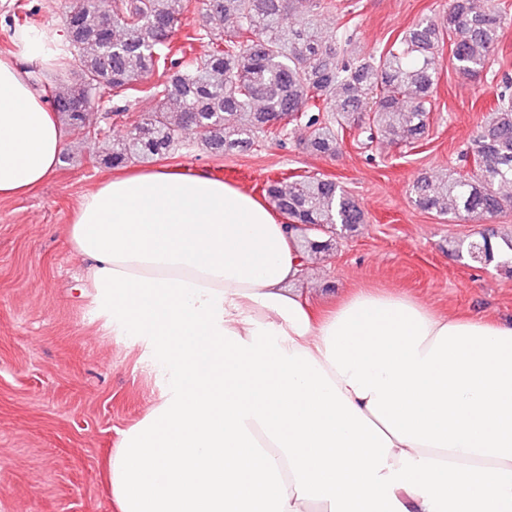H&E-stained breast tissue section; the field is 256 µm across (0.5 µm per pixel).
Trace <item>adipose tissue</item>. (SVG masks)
<instances>
[{"label":"adipose tissue","instance_id":"adipose-tissue-1","mask_svg":"<svg viewBox=\"0 0 512 512\" xmlns=\"http://www.w3.org/2000/svg\"><path fill=\"white\" fill-rule=\"evenodd\" d=\"M65 35L0 55V197L55 171L39 83ZM113 324L174 371L108 460L116 512H512V322L402 293L319 307L267 204L206 174L105 179L65 227Z\"/></svg>","mask_w":512,"mask_h":512}]
</instances>
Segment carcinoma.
Returning <instances> with one entry per match:
<instances>
[{
	"label": "carcinoma",
	"mask_w": 512,
	"mask_h": 512,
	"mask_svg": "<svg viewBox=\"0 0 512 512\" xmlns=\"http://www.w3.org/2000/svg\"><path fill=\"white\" fill-rule=\"evenodd\" d=\"M191 0H81L63 17L71 77L50 91L53 110L70 130L107 143L100 162L149 163L200 136L205 152L247 151L264 140L283 142L288 126L307 130L305 148L336 154L344 132L368 116V137L414 144L424 138L437 89L439 48L450 42L460 76L483 72L495 53L507 13L481 0H451L448 14L422 21L379 53L350 48L326 33L321 13L336 0H204L199 29L186 40L208 51L188 62L172 54L171 38ZM158 80H152L153 76ZM154 107L121 135L90 116L103 105L122 113L126 93L141 82ZM476 172L423 175L414 204L452 219L484 222L512 210V95L502 93L472 137ZM264 197L292 224L306 229L309 257L330 251L336 238L366 223L362 208L336 182L292 176L267 182ZM471 261L489 260L512 273V236L468 242Z\"/></svg>",
	"instance_id": "obj_1"
}]
</instances>
